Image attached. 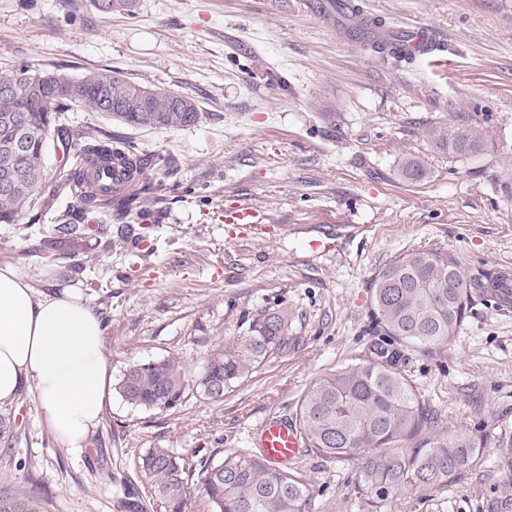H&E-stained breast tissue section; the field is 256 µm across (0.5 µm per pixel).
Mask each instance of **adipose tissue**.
Segmentation results:
<instances>
[{
	"mask_svg": "<svg viewBox=\"0 0 512 512\" xmlns=\"http://www.w3.org/2000/svg\"><path fill=\"white\" fill-rule=\"evenodd\" d=\"M109 375L101 321L70 292L35 297L0 268V404L31 390L51 429L78 448L103 413Z\"/></svg>",
	"mask_w": 512,
	"mask_h": 512,
	"instance_id": "ef3b65f1",
	"label": "adipose tissue"
}]
</instances>
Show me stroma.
<instances>
[{
	"instance_id": "35a3bbf8",
	"label": "stroma",
	"mask_w": 512,
	"mask_h": 512,
	"mask_svg": "<svg viewBox=\"0 0 512 512\" xmlns=\"http://www.w3.org/2000/svg\"><path fill=\"white\" fill-rule=\"evenodd\" d=\"M356 2L380 22L430 27L443 50L393 66L351 36L347 18L316 14L308 0H137L128 15L103 14L95 0H0V70L115 69L191 96L203 114L173 129L65 115L177 160L151 253L117 233L108 251L89 237L68 274L49 245L56 213L0 224V267L36 296L79 294L99 316L113 382L136 361L175 356L187 370L171 409L111 392L81 448L61 443L21 389L0 406L14 418L0 439L1 489L38 486L46 512H164L139 456L166 448L217 461L254 450L268 417L294 419L316 377L366 352L370 282L392 259L434 248L473 275L512 271V0ZM460 118L488 142L463 160L422 136ZM411 156L429 171L418 183L398 175ZM234 199L261 210L262 224L225 223ZM280 308L291 315L287 346L224 398L205 396L206 357ZM406 355L403 371L440 430L482 440L477 467L375 510L355 491V462L305 453L295 468L312 512H512V479L497 463L499 431L512 428V303L474 299L454 341Z\"/></svg>"
}]
</instances>
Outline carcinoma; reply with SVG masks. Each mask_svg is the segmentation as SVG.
I'll list each match as a JSON object with an SVG mask.
<instances>
[{
	"mask_svg": "<svg viewBox=\"0 0 512 512\" xmlns=\"http://www.w3.org/2000/svg\"><path fill=\"white\" fill-rule=\"evenodd\" d=\"M104 13L132 11L136 0H97ZM354 33L378 53L396 62L415 57L391 41L369 40L368 23ZM73 108L100 112L133 128H178L202 119L195 99L167 88L136 85L110 69L89 71L72 79L54 70L21 68L0 73V180L12 184L0 191V223L26 217L33 223L56 207L59 198L82 188L79 203L64 211L54 225L53 243L62 247L89 234H100L112 247V226L99 223V188L90 182L94 165L115 177L108 206L122 220L132 210L156 223L155 194L177 172V162L140 156L134 146L93 126L72 129L63 123ZM423 136L437 149L465 159L481 153L486 135L480 125L457 121L429 126ZM58 143L75 163L52 181L46 156ZM402 179L415 182L428 175L424 161L413 157L399 168ZM141 183L129 194L124 185ZM504 275L481 283L449 252L412 250L383 266L370 283L373 335L377 340L358 362L316 378L304 391L295 413L302 451L325 459L357 461L356 487L374 506L405 491L452 483L476 467L481 441L464 435L443 436L437 417L420 399L400 362L412 345L448 344L458 336L476 295L501 288ZM288 310L254 316L240 339L211 353L199 380L206 396L224 393L247 379L288 343ZM185 390L182 361L169 357L134 362L118 386L133 406L176 407ZM498 463L512 475V431L499 433ZM138 466L151 482L164 512H186L187 490L196 480L208 512H311L312 498L303 475L293 468L272 470L260 453L229 452L219 461L195 467L166 448H151ZM43 497L34 486L24 492H0V512H41Z\"/></svg>",
	"mask_w": 512,
	"mask_h": 512,
	"instance_id": "cac0c4a2",
	"label": "carcinoma"
}]
</instances>
